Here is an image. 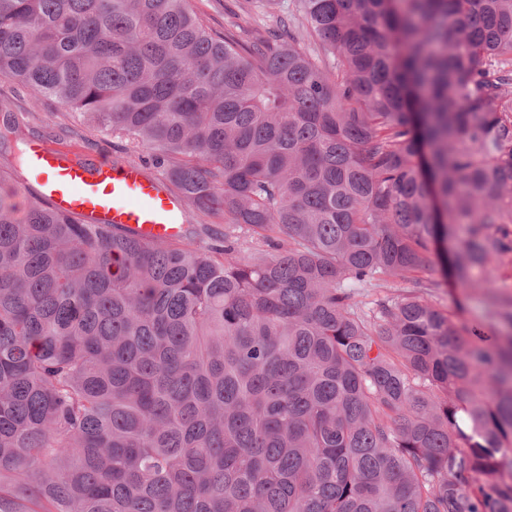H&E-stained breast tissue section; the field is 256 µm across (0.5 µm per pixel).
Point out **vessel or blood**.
<instances>
[{"label": "vessel or blood", "mask_w": 512, "mask_h": 512, "mask_svg": "<svg viewBox=\"0 0 512 512\" xmlns=\"http://www.w3.org/2000/svg\"><path fill=\"white\" fill-rule=\"evenodd\" d=\"M27 164L41 198L73 219L121 224L144 239L176 241L185 232L182 200L140 167L87 162L68 147L43 142L30 146Z\"/></svg>", "instance_id": "vessel-or-blood-1"}]
</instances>
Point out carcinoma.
<instances>
[{
  "label": "carcinoma",
  "mask_w": 512,
  "mask_h": 512,
  "mask_svg": "<svg viewBox=\"0 0 512 512\" xmlns=\"http://www.w3.org/2000/svg\"><path fill=\"white\" fill-rule=\"evenodd\" d=\"M294 2L312 53L190 0H0L1 78L224 221L0 191V512H512V339L429 300L439 260L512 324V0Z\"/></svg>",
  "instance_id": "1"
}]
</instances>
